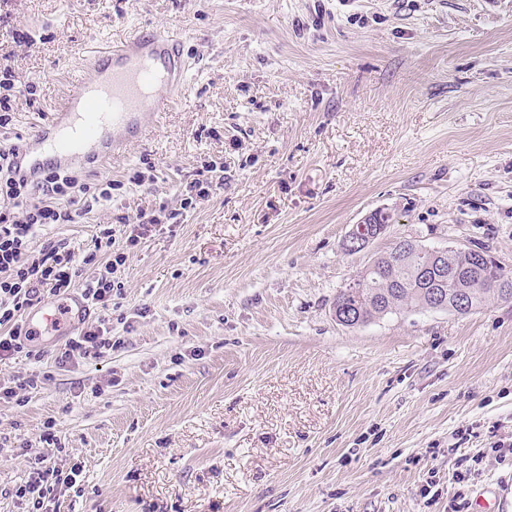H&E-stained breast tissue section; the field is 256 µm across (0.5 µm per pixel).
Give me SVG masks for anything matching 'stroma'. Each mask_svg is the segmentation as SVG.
Here are the masks:
<instances>
[{"label": "stroma", "mask_w": 512, "mask_h": 512, "mask_svg": "<svg viewBox=\"0 0 512 512\" xmlns=\"http://www.w3.org/2000/svg\"><path fill=\"white\" fill-rule=\"evenodd\" d=\"M15 133L51 114L89 43L147 26L177 34L186 99L80 179L122 182L113 210L48 229L76 255L93 227L167 208L208 162L224 187L145 237L121 272L112 351L59 368L0 361V492L47 449L54 419L83 495L57 512H448L464 491L512 512V301L459 315L339 325V288L403 238L484 247L512 271V0H8ZM154 181L129 183L142 158ZM394 213L348 253L353 224ZM480 459L466 488L454 475ZM435 482L438 499L420 490ZM383 210H375L368 214L359 224L352 225L343 243L346 252L356 253L363 251L384 234L389 224H392L393 221L380 224L381 220L380 223H375L373 220V217L377 216V214L379 219V213ZM42 379L43 377L37 373L18 376L13 381L14 386L3 389L2 387L0 388V399L4 401L7 400V403L14 400L16 406L22 407L25 405V400L23 398L24 396H22V398L19 397L20 393H32L38 388H41L40 384H43Z\"/></svg>", "instance_id": "stroma-1"}]
</instances>
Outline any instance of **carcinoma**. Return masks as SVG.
<instances>
[{
    "mask_svg": "<svg viewBox=\"0 0 512 512\" xmlns=\"http://www.w3.org/2000/svg\"><path fill=\"white\" fill-rule=\"evenodd\" d=\"M436 292L449 306L463 296L472 312L490 298L512 300V271L495 264L474 270L469 253L450 251L441 260L404 239L340 288L333 310L354 313L350 327L355 328L391 314L432 309Z\"/></svg>",
    "mask_w": 512,
    "mask_h": 512,
    "instance_id": "cac0c4a2",
    "label": "carcinoma"
}]
</instances>
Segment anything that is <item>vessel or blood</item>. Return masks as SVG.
<instances>
[{
	"label": "vessel or blood",
	"mask_w": 512,
	"mask_h": 512,
	"mask_svg": "<svg viewBox=\"0 0 512 512\" xmlns=\"http://www.w3.org/2000/svg\"><path fill=\"white\" fill-rule=\"evenodd\" d=\"M188 71L180 38L152 28L133 30L115 46L92 48L53 116L14 150L13 176L30 182L50 170L74 171L147 140L159 115L181 101ZM91 314L76 295L59 310L27 311L25 323L38 336L59 321L77 324Z\"/></svg>",
	"instance_id": "obj_1"
}]
</instances>
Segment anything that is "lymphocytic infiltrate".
<instances>
[{
	"mask_svg": "<svg viewBox=\"0 0 512 512\" xmlns=\"http://www.w3.org/2000/svg\"><path fill=\"white\" fill-rule=\"evenodd\" d=\"M38 87V80H19L9 55H0V359L20 353L36 360L42 358L23 314L46 299L61 302L77 291L90 305L108 307L122 291L119 273L130 250L171 219L161 210L140 217L133 227L128 217L113 216L111 221L96 226L93 249L79 259L63 239H50L41 248H34L35 239L45 227L77 224L94 210L110 206L116 188L110 179L90 185L69 171L47 172L36 184L10 177L6 160L14 149L9 134L18 102H34ZM88 266L94 267V275H83V268ZM111 332L108 318H98L68 337L56 363L63 365L76 357L103 358L113 348ZM82 473L81 464L63 469L37 456L10 494L24 504L26 512H46L48 504L65 491H80Z\"/></svg>",
	"mask_w": 512,
	"mask_h": 512,
	"instance_id": "f902f5d3",
	"label": "lymphocytic infiltrate"
}]
</instances>
